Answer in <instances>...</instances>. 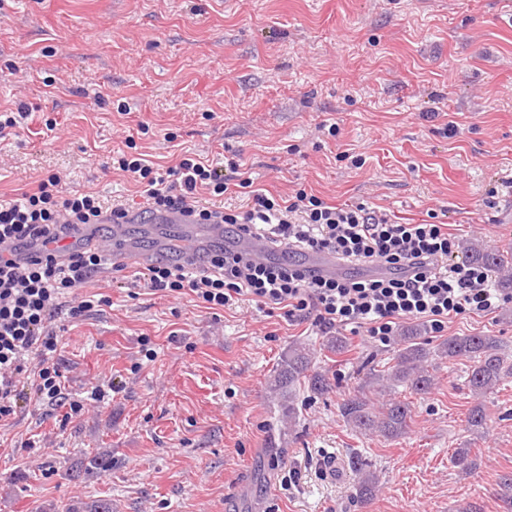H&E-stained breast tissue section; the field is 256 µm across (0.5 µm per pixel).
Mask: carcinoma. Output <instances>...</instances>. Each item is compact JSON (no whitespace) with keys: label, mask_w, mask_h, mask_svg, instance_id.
Returning a JSON list of instances; mask_svg holds the SVG:
<instances>
[{"label":"carcinoma","mask_w":512,"mask_h":512,"mask_svg":"<svg viewBox=\"0 0 512 512\" xmlns=\"http://www.w3.org/2000/svg\"><path fill=\"white\" fill-rule=\"evenodd\" d=\"M471 260L488 268L505 264L502 255L481 249L471 252ZM399 342L395 363L388 367L386 373H368L357 385V390L338 404V412L343 421L362 436L376 435L392 440L407 433L413 413L411 403L392 399L376 407L368 398L366 390L378 385L392 390L404 387L414 394L427 393L433 385V377L428 369V361L433 353L450 361H467V384L477 397L495 389L503 381L512 379V355L508 356L502 351V345L496 336H450L433 353L412 331L401 334ZM314 359L313 350L300 345L288 347L271 387L276 391L290 392L300 379L307 377L311 391L316 395L324 394L331 388V384L324 375L311 372ZM466 422L470 429H485L484 407L480 404L472 406ZM350 468L355 476L353 500L362 503L371 499L378 488V478L371 470V465L355 453L350 458Z\"/></svg>","instance_id":"cac0c4a2"}]
</instances>
